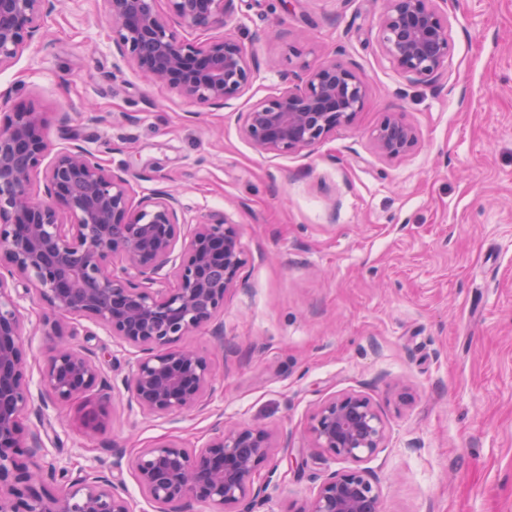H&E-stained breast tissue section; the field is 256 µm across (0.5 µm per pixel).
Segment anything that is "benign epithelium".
<instances>
[{"label": "benign epithelium", "mask_w": 512, "mask_h": 512, "mask_svg": "<svg viewBox=\"0 0 512 512\" xmlns=\"http://www.w3.org/2000/svg\"><path fill=\"white\" fill-rule=\"evenodd\" d=\"M104 2L117 52L148 82L191 103L217 106L251 87L257 63L241 41L226 34L190 42L170 25L172 16L189 29L222 25L235 0H168V15L157 0ZM385 2L379 19L384 55L400 72L436 85L451 50L447 0ZM55 8L56 0H0V69L41 33ZM366 97L365 79L332 60L307 69L302 84L241 113L240 132L262 154L297 153L352 125ZM46 122V113L27 105L0 121V512H134L117 476L35 462L45 445L40 431L25 425L30 415L41 417L49 401L69 402L97 390L98 406L83 427L98 433L111 398L95 353L72 345L74 331L63 319H91L134 350L124 388L141 413L166 418L199 410L212 392L210 362L178 342L208 326L223 341L215 319L245 265L240 231L225 218L195 224L180 263L164 272L186 224L178 197L158 191L133 201L125 171L104 166L80 144L53 150ZM371 138L386 159L409 154L418 142L397 112ZM162 274L175 285L155 287ZM16 279L44 306L42 332L53 339L40 407L26 380V319L11 291ZM307 435L333 460H368L387 439L373 402L355 392L320 403ZM277 450L269 429L218 424L200 448L159 441L127 465L141 495L160 512H195L197 503L211 512H251L269 485L259 480L260 472ZM298 512H382L375 477L365 469L333 472Z\"/></svg>", "instance_id": "benign-epithelium-1"}]
</instances>
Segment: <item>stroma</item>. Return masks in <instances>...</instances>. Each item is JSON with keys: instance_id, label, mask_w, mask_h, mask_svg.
I'll return each mask as SVG.
<instances>
[{"instance_id": "35a3bbf8", "label": "stroma", "mask_w": 512, "mask_h": 512, "mask_svg": "<svg viewBox=\"0 0 512 512\" xmlns=\"http://www.w3.org/2000/svg\"><path fill=\"white\" fill-rule=\"evenodd\" d=\"M227 26L258 63L224 106L147 83L116 52L103 0H61L40 36L0 70V110L46 112L54 148L79 144L124 169L142 198L173 189L196 220L224 213L246 263L224 299V341L185 337L215 374L206 410L151 418L122 385L135 360L102 327L73 320L114 382L105 428L96 395L49 406L45 461L71 471L161 439L204 445L216 420L267 427L282 447L253 512H295L331 472L373 470L383 512H512V0L449 6L452 48L433 89L378 44L384 0H235ZM337 59L363 76L364 108L312 150L262 154L238 115L306 68ZM401 113L418 135L385 159L372 131ZM363 394L387 441L373 458L331 460L307 428L325 399Z\"/></svg>"}]
</instances>
